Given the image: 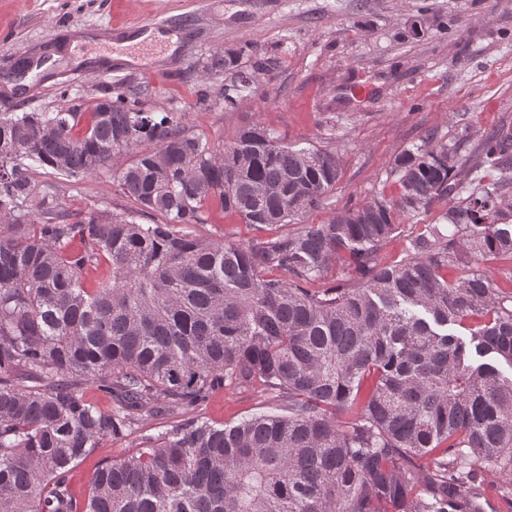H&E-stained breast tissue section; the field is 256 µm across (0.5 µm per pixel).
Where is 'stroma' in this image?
<instances>
[{"label":"stroma","instance_id":"stroma-1","mask_svg":"<svg viewBox=\"0 0 512 512\" xmlns=\"http://www.w3.org/2000/svg\"><path fill=\"white\" fill-rule=\"evenodd\" d=\"M159 17L178 37L176 51L123 63L109 78L92 74L106 45L99 35ZM72 34L74 47L53 54L29 74L38 95L0 82V112L87 108L104 88L120 83L139 92L153 112L183 117L188 135L222 150L242 126L259 123L288 144L334 152L340 178L309 224L402 191L394 161L422 145L456 146L468 166L480 164V143L512 132V0H0V75L12 73L20 51L38 53L52 34ZM242 49L256 82L234 87L230 76L207 71L224 48ZM232 90L234 108L224 106ZM208 102H200V92ZM86 178L32 173V200L60 211H131L117 170ZM445 202L405 215L379 253L400 260L421 225L435 223ZM199 237L244 245L257 232L237 215L210 205ZM263 399L226 388L213 393L206 415L224 424L258 412Z\"/></svg>","mask_w":512,"mask_h":512}]
</instances>
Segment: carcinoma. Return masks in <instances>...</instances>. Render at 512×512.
Listing matches in <instances>:
<instances>
[{
    "label": "carcinoma",
    "instance_id": "carcinoma-1",
    "mask_svg": "<svg viewBox=\"0 0 512 512\" xmlns=\"http://www.w3.org/2000/svg\"><path fill=\"white\" fill-rule=\"evenodd\" d=\"M243 53L207 68L248 86ZM92 111L0 112V512H484L512 500V133L480 145L487 177L446 144L395 160L380 196L244 246L186 231L209 204L263 230L321 206L332 152L261 124L224 151L117 86ZM119 175L141 216L28 209L36 167ZM448 200L407 254L381 248L404 214ZM108 275L87 287L91 272ZM342 273L325 288L333 266ZM465 330L461 338L448 327ZM95 388L107 406L88 394ZM266 407L216 426L221 388ZM172 424L102 461H80L149 421Z\"/></svg>",
    "mask_w": 512,
    "mask_h": 512
}]
</instances>
